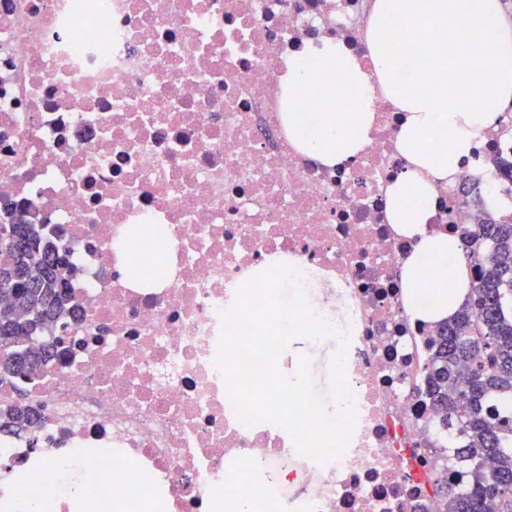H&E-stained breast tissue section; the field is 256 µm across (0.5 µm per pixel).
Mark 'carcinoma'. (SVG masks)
I'll list each match as a JSON object with an SVG mask.
<instances>
[{"mask_svg": "<svg viewBox=\"0 0 512 512\" xmlns=\"http://www.w3.org/2000/svg\"><path fill=\"white\" fill-rule=\"evenodd\" d=\"M0 223V378L25 379L58 358L54 335L73 313L63 264L11 203ZM460 238L477 262L461 309L437 324L429 387L446 426L464 435L453 451L469 462L463 487H440L443 512H512V222L488 219ZM26 268L24 278L14 267ZM41 414L26 402L0 406V434L34 432Z\"/></svg>", "mask_w": 512, "mask_h": 512, "instance_id": "1", "label": "carcinoma"}]
</instances>
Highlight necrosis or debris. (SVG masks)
I'll use <instances>...</instances> for the list:
<instances>
[{"instance_id":"necrosis-or-debris-1","label":"necrosis or debris","mask_w":512,"mask_h":512,"mask_svg":"<svg viewBox=\"0 0 512 512\" xmlns=\"http://www.w3.org/2000/svg\"><path fill=\"white\" fill-rule=\"evenodd\" d=\"M374 0H0V198L23 205L65 259L76 315L64 363L0 379L25 391L45 443H0V512H71L46 470L83 481L106 512H440L464 485L426 393L433 324L404 305L413 241L387 214L403 159L383 93L358 160L328 168L284 125L288 55L335 39L368 59ZM512 108L438 186L436 229L512 222ZM158 261L164 276L120 265ZM301 270L344 354L354 418L334 459L282 427L243 423L221 353V313L260 266Z\"/></svg>"}]
</instances>
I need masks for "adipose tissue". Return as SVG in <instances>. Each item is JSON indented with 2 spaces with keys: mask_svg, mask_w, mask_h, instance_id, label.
Wrapping results in <instances>:
<instances>
[{
  "mask_svg": "<svg viewBox=\"0 0 512 512\" xmlns=\"http://www.w3.org/2000/svg\"><path fill=\"white\" fill-rule=\"evenodd\" d=\"M500 10V0H376L368 61L326 40L290 55L281 77L289 132L302 141L315 128L310 154L329 167L354 161L368 143L375 88L400 112L405 165L388 188V213L416 241L401 285L408 313L428 323L452 317L470 288L461 240L430 224L437 185L459 174L475 138L512 100V31ZM309 94L319 111L301 110Z\"/></svg>",
  "mask_w": 512,
  "mask_h": 512,
  "instance_id": "1",
  "label": "adipose tissue"
}]
</instances>
